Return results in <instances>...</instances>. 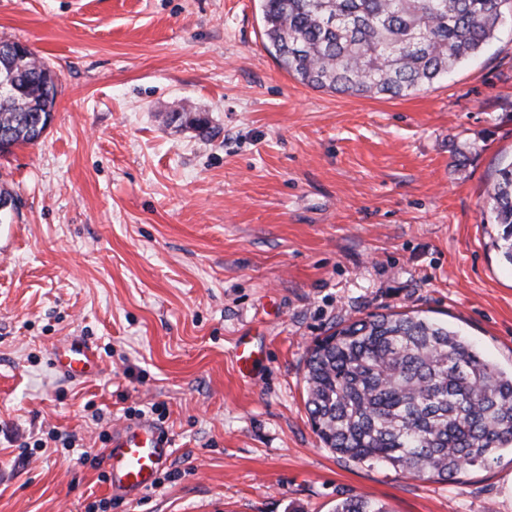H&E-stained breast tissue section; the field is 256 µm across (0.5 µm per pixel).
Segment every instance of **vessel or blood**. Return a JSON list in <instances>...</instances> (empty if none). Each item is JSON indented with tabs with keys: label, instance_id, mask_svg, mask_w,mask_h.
<instances>
[{
	"label": "vessel or blood",
	"instance_id": "obj_1",
	"mask_svg": "<svg viewBox=\"0 0 512 512\" xmlns=\"http://www.w3.org/2000/svg\"><path fill=\"white\" fill-rule=\"evenodd\" d=\"M260 354L261 348L253 337H242L237 344L239 370H251L259 362ZM50 364L65 377L77 381L92 378L101 370L93 350L79 340L54 346ZM170 454L167 436L151 424H127L114 430L107 452L109 488L134 494L152 489Z\"/></svg>",
	"mask_w": 512,
	"mask_h": 512
}]
</instances>
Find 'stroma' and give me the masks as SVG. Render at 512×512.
Listing matches in <instances>:
<instances>
[{
	"label": "stroma",
	"mask_w": 512,
	"mask_h": 512,
	"mask_svg": "<svg viewBox=\"0 0 512 512\" xmlns=\"http://www.w3.org/2000/svg\"><path fill=\"white\" fill-rule=\"evenodd\" d=\"M0 40L58 76L34 145L0 155V512H512V453L444 482L324 448L307 350L418 310L512 368V266L486 190L512 158V10L447 79L401 98L316 90L266 47L260 0H0ZM189 108L213 129L167 124ZM261 363L242 376L239 337ZM78 339L101 373L49 363ZM148 422L157 485L111 494L105 457ZM28 451H21V444ZM335 512H387L378 501L367 496H355L337 505Z\"/></svg>",
	"instance_id": "obj_1"
}]
</instances>
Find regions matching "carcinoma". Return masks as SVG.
<instances>
[{"label": "carcinoma", "instance_id": "carcinoma-1", "mask_svg": "<svg viewBox=\"0 0 512 512\" xmlns=\"http://www.w3.org/2000/svg\"><path fill=\"white\" fill-rule=\"evenodd\" d=\"M510 1L262 0L264 34L280 67L308 87L406 97L478 55ZM12 46L0 42V141L10 149L40 140L56 97V85L41 78L46 65ZM170 120L208 129L188 109ZM487 197L498 226L493 245L512 266V160ZM304 382L320 441L353 463L448 482L512 449V371L424 311L373 313L338 327L308 350ZM335 512L386 509L355 496Z\"/></svg>", "mask_w": 512, "mask_h": 512}]
</instances>
